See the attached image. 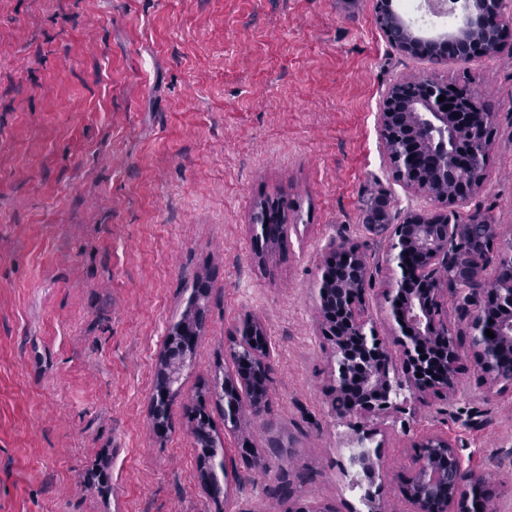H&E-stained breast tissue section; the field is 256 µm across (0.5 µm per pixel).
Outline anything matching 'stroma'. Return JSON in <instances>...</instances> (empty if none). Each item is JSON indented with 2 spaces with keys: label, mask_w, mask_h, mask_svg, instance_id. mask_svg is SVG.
<instances>
[{
  "label": "stroma",
  "mask_w": 512,
  "mask_h": 512,
  "mask_svg": "<svg viewBox=\"0 0 512 512\" xmlns=\"http://www.w3.org/2000/svg\"><path fill=\"white\" fill-rule=\"evenodd\" d=\"M375 0H0V512H369L334 419V364L315 288L330 242L369 265L368 309L394 341L383 291L396 275L375 199L430 210L398 182L379 98L430 74L475 86L494 114L487 177L459 215L512 240V58L435 63L392 47ZM287 205L263 250L258 205ZM205 324L153 424L167 334ZM459 382L374 436L375 505L410 512L415 441L441 434L512 512V387L475 364L468 317L448 305ZM273 349L258 417L224 423L211 389L246 318ZM216 439L212 496L192 434Z\"/></svg>",
  "instance_id": "1"
}]
</instances>
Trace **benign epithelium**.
Segmentation results:
<instances>
[{"mask_svg": "<svg viewBox=\"0 0 512 512\" xmlns=\"http://www.w3.org/2000/svg\"><path fill=\"white\" fill-rule=\"evenodd\" d=\"M464 4L462 25L437 40L418 35L392 7V0L378 2L375 20L381 29L390 26L402 32V40L393 43V47L406 55H414L424 44L436 54L450 55L457 63H466L478 55L498 57L497 36L489 19L511 18L512 0H464ZM453 88L477 101L473 88L441 83L423 75L393 83L383 92L379 104L380 136L389 161L398 168L406 188L425 193L435 205L433 212H410L398 224L392 223L389 200L381 198L369 209L370 227L390 232L391 253L400 270L395 283L384 291L390 317L398 327L400 367H393L392 353L368 312L371 281L365 258L353 247L335 245L321 270L316 306L321 316V335L330 345L337 366L333 412L341 420L359 416L382 422L389 411L405 408L408 399L397 402L404 390L411 396L455 393L459 345L442 309L448 303V295L456 297L462 288L469 289L461 306L469 311L477 366L492 381H503L494 368V351L487 347L483 333L492 322L503 340L512 341V257L505 264H497L489 276L483 274L486 265L482 263L460 264L456 252L471 246L467 225L457 221L456 213H448V208L466 200L486 179L485 172L476 179H459L457 173L470 169L472 155L487 153L493 140L490 135L459 145L454 138L455 129L478 119L490 130L494 126L493 115L444 109L448 101L440 102L438 97L448 95ZM421 125L443 135L442 171L453 180L449 195H440L407 175L415 163L412 139ZM271 205L279 210L280 231L263 239L278 246L288 235L285 207L279 200H266L260 210ZM412 253L413 262L407 260ZM202 324V316L195 313L166 337L156 385L154 427L159 431L168 426L162 403L181 368L192 357ZM229 357L234 371L214 387V394L224 399V422L235 428L243 418V399H248L254 417L267 403L272 349L262 323L254 319L241 323ZM413 448L412 468L403 487L411 512H486L487 500L495 496L494 488L483 476L464 469L459 449L447 437L430 434L415 442Z\"/></svg>", "mask_w": 512, "mask_h": 512, "instance_id": "obj_1", "label": "benign epithelium"}]
</instances>
